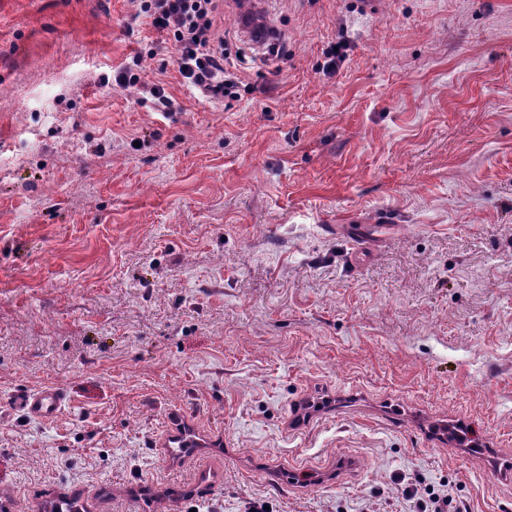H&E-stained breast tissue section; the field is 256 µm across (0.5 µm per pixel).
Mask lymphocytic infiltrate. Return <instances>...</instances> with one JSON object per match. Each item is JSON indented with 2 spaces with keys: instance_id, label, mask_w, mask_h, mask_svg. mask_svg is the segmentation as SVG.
Listing matches in <instances>:
<instances>
[{
  "instance_id": "1",
  "label": "lymphocytic infiltrate",
  "mask_w": 512,
  "mask_h": 512,
  "mask_svg": "<svg viewBox=\"0 0 512 512\" xmlns=\"http://www.w3.org/2000/svg\"><path fill=\"white\" fill-rule=\"evenodd\" d=\"M225 0H136L130 23L146 22L155 32L147 53H135L113 70V89L142 95L153 111L167 114L180 111L177 99L163 81L146 82L143 59L157 51L171 53L180 80L195 96L207 101L235 100L244 82L240 70L244 57H232L221 25ZM241 12L242 22L250 27L254 42L262 47L264 60L288 53V38L268 21H257L246 0H232Z\"/></svg>"
}]
</instances>
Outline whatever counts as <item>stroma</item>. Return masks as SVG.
<instances>
[{
    "instance_id": "1",
    "label": "stroma",
    "mask_w": 512,
    "mask_h": 512,
    "mask_svg": "<svg viewBox=\"0 0 512 512\" xmlns=\"http://www.w3.org/2000/svg\"><path fill=\"white\" fill-rule=\"evenodd\" d=\"M264 7L238 100L144 59L167 115L102 82L132 0H0V512H512V0ZM65 401L64 392L54 386L35 391H19L14 396V406L28 417L45 418L56 414ZM177 433L170 436L169 443L173 452L178 454H192L198 448H204L207 441L204 437L195 434L189 427H185L182 423L178 426ZM403 493L416 509L412 512H463L462 505L450 493L438 494L427 487L421 492L416 484L406 486Z\"/></svg>"
}]
</instances>
